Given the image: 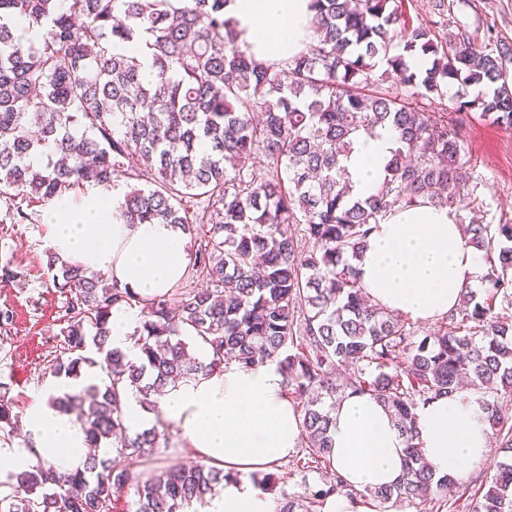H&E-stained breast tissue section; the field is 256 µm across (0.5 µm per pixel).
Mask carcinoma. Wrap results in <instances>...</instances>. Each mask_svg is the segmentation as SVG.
I'll return each mask as SVG.
<instances>
[{
	"label": "carcinoma",
	"mask_w": 512,
	"mask_h": 512,
	"mask_svg": "<svg viewBox=\"0 0 512 512\" xmlns=\"http://www.w3.org/2000/svg\"><path fill=\"white\" fill-rule=\"evenodd\" d=\"M228 0H0V196L17 203L60 198L86 185L137 181L124 194L125 224H177L194 239L180 288L140 297L75 264L47 256L66 300V326L50 368L68 378L97 364L106 378L50 397L78 410L92 448L84 469L63 473L39 460L11 476L0 512H111L113 498L135 497V512H186L224 482L212 466H155L162 421L130 432L132 395L157 412L171 382L199 380L235 362L277 364L301 407V472L333 464L331 412L347 392L368 394L390 413L406 441L401 481L356 491L339 476L306 486L280 512H317L326 498H429L457 493L434 480L418 443L417 409L452 398L463 383L512 396V224L465 221L477 186L460 161V129L434 103L457 87L459 109L512 127V87L504 68L512 45L477 46L465 30L404 18L395 0H311L314 39L281 69L240 50ZM38 26L28 46L13 21ZM138 43L151 62L122 47ZM413 57L425 69L408 65ZM402 89L368 92L378 66ZM477 93H472V90ZM398 133L378 190L357 198L340 165L353 140L377 127ZM262 155L263 169L249 160ZM428 199L458 215L466 244L483 253L484 292L462 293L449 323L419 338L402 317L369 303L354 262L372 225ZM207 288L193 286L195 280ZM139 310L134 344L141 361L112 347L109 318ZM203 346L205 359L189 353ZM0 383V440L15 414ZM502 458L472 512H512V421L483 403Z\"/></svg>",
	"instance_id": "1"
}]
</instances>
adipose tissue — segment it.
<instances>
[{"mask_svg":"<svg viewBox=\"0 0 512 512\" xmlns=\"http://www.w3.org/2000/svg\"><path fill=\"white\" fill-rule=\"evenodd\" d=\"M311 0H228L224 13L240 49L256 62L293 60L312 39ZM397 147L392 128L358 136L342 160L353 193L367 197L382 183ZM121 193L96 186L53 199L46 215L49 246L61 260L117 281L141 296L166 292L189 263L188 240L172 224H123L115 214ZM356 267L369 298L419 321L455 309L463 288L485 274L481 252L466 245L453 209L419 200L375 225ZM50 392L31 395L23 415L32 449L0 447V472L18 473L37 460L63 472L82 469L88 448L74 415L49 405ZM137 429L163 421L179 430L188 448L224 472V487L197 512H277L274 499L252 474L288 459L301 442L300 413L289 400L276 365H224L200 382L169 385L157 413L129 401ZM420 443L435 477L466 481L490 451V433L478 398L461 391L418 411ZM333 467L356 490L391 485L404 467V439L389 413L366 394H350L332 413Z\"/></svg>","mask_w":512,"mask_h":512,"instance_id":"obj_1","label":"adipose tissue"}]
</instances>
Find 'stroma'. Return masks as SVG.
I'll return each mask as SVG.
<instances>
[{"instance_id":"stroma-1","label":"stroma","mask_w":512,"mask_h":512,"mask_svg":"<svg viewBox=\"0 0 512 512\" xmlns=\"http://www.w3.org/2000/svg\"><path fill=\"white\" fill-rule=\"evenodd\" d=\"M449 29L462 28L479 44H512V0H445ZM446 109L463 126L461 158L478 184L487 224H512V128L481 119L478 113L459 110L456 95L432 104ZM43 203L28 207L27 220L12 217L13 207L0 197V266L18 274L0 280V307L14 312L10 333L0 335V382L6 383L14 412L26 407L32 393L54 383L49 361L64 325V299L46 267L49 250L43 223ZM498 448L466 482L459 494L442 508L419 500L404 502L405 512H471L474 492L495 472Z\"/></svg>"}]
</instances>
